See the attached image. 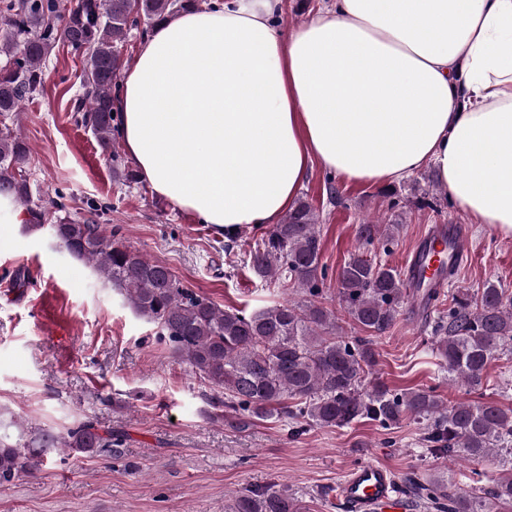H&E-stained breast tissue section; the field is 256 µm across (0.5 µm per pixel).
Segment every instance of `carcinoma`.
<instances>
[{
  "label": "carcinoma",
  "mask_w": 512,
  "mask_h": 512,
  "mask_svg": "<svg viewBox=\"0 0 512 512\" xmlns=\"http://www.w3.org/2000/svg\"><path fill=\"white\" fill-rule=\"evenodd\" d=\"M199 0H78L63 23L61 0H14L0 30V116L14 120L22 103L41 85L42 65L58 49L86 58L85 96L71 111L95 136L124 183L133 175L115 148L120 133L113 115L112 88L124 58L121 48L132 30L148 27ZM29 147L18 131L0 125V197L27 204V223L44 226L51 211L32 200L25 175ZM50 229L76 259L91 264L124 296L140 317L159 328L172 353L213 389L224 392V407L244 427L255 419H289L306 427H347L370 420L385 427L411 415L427 421L429 449L466 459L499 461L509 473L496 485L471 495L446 491L430 476L411 484V493L440 512H499L512 505V407L495 402H458L447 408L431 389L394 393L383 385L363 390L365 374L378 365L374 339L396 324L409 297L400 273L363 252L353 253L337 275L339 306L361 331L346 336L334 311L322 304L327 267L322 262L318 215L305 200L250 244L249 264L261 280L296 285L305 299L250 313L225 309L183 285L171 269L126 245L120 228L109 230L93 218L59 219ZM398 224H361L365 244L391 241ZM435 346L448 368V381L470 390L483 387L485 371L500 348L512 347V293L490 283L477 292L451 295L448 314L434 323ZM123 435L87 419L64 434L42 430L9 442L0 436V486L31 475L54 448L82 454H122ZM234 512H306L303 502L275 487L244 489Z\"/></svg>",
  "instance_id": "obj_1"
}]
</instances>
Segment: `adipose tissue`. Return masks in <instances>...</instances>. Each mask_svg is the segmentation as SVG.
<instances>
[{
  "label": "adipose tissue",
  "instance_id": "ef3b65f1",
  "mask_svg": "<svg viewBox=\"0 0 512 512\" xmlns=\"http://www.w3.org/2000/svg\"><path fill=\"white\" fill-rule=\"evenodd\" d=\"M282 0L184 10L145 36L114 107L153 191L221 234L274 224L313 162L388 184L430 165L512 236V0ZM324 6L323 0H284L280 27L286 34L310 20Z\"/></svg>",
  "mask_w": 512,
  "mask_h": 512
}]
</instances>
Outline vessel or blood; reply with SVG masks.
<instances>
[{"instance_id":"1","label":"vessel or blood","mask_w":512,"mask_h":512,"mask_svg":"<svg viewBox=\"0 0 512 512\" xmlns=\"http://www.w3.org/2000/svg\"><path fill=\"white\" fill-rule=\"evenodd\" d=\"M466 257V233L462 226L437 224L407 261V287L442 288L449 268L460 267ZM338 493L349 512H408L398 481L386 466L366 462L349 470Z\"/></svg>"}]
</instances>
